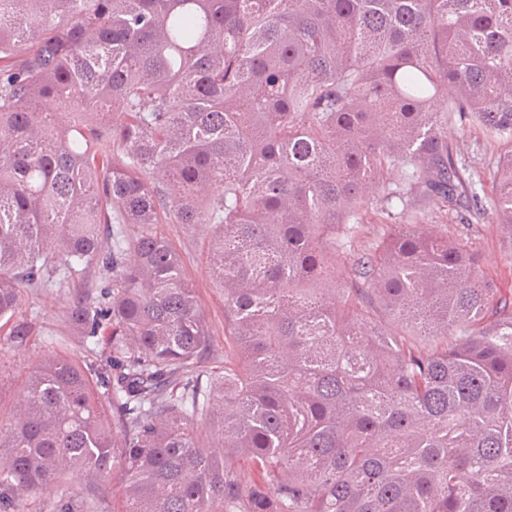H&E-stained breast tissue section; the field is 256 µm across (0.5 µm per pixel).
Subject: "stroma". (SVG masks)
I'll return each instance as SVG.
<instances>
[{
	"label": "stroma",
	"mask_w": 512,
	"mask_h": 512,
	"mask_svg": "<svg viewBox=\"0 0 512 512\" xmlns=\"http://www.w3.org/2000/svg\"><path fill=\"white\" fill-rule=\"evenodd\" d=\"M447 136L475 170L484 172L493 167L500 147L475 124L464 118L455 119L448 125ZM426 210L428 215L418 226L421 233L445 232L449 237L468 241L481 258V273L494 280L499 288L512 289V262L503 254L497 224H470L439 211L433 203L427 204ZM158 230L180 256L185 275L194 285L197 302L210 327L209 346L202 357L201 368L206 372L223 371L224 294L209 274L203 251L211 229L204 224H162ZM98 278L96 270H80L64 287L22 290L16 315L32 321L36 334L20 344L0 329V409L10 410L19 401L26 376L47 356H66L81 364L106 359L109 351L101 337L73 336L68 323L77 291L84 283Z\"/></svg>",
	"instance_id": "stroma-1"
}]
</instances>
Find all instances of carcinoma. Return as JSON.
Returning a JSON list of instances; mask_svg holds the SVG:
<instances>
[{"mask_svg": "<svg viewBox=\"0 0 512 512\" xmlns=\"http://www.w3.org/2000/svg\"><path fill=\"white\" fill-rule=\"evenodd\" d=\"M459 112L492 170L458 166ZM376 186L401 223L359 251ZM421 202L512 260V0H0V328L96 269L69 326L111 351L0 413V512H110L116 470L118 512H512V296ZM159 224L213 226L222 373ZM448 141L457 146L468 164L475 170L487 171L494 166L500 152L499 144L492 142L475 124L462 117L448 124ZM422 208L428 212L418 230L423 234L446 233L448 237L460 238L472 244L480 255V271L489 279L494 280L499 288L505 291L512 289L511 263L505 259L501 248L500 233L497 224L481 222L467 224L464 215L454 218L438 210L436 204L424 203ZM463 218V219H462Z\"/></svg>", "mask_w": 512, "mask_h": 512, "instance_id": "obj_1", "label": "carcinoma"}]
</instances>
